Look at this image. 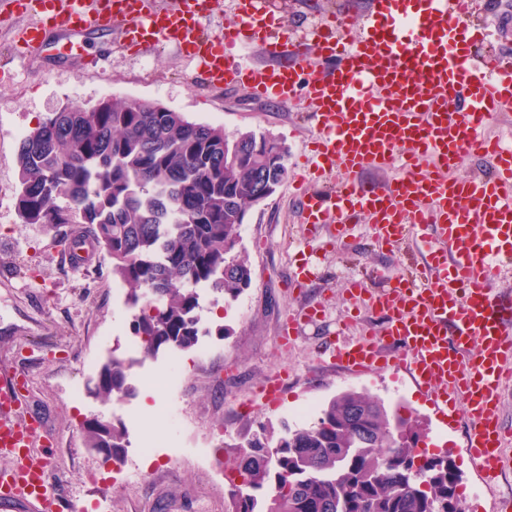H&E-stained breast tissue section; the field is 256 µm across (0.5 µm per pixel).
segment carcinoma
Segmentation results:
<instances>
[{
	"label": "carcinoma",
	"mask_w": 512,
	"mask_h": 512,
	"mask_svg": "<svg viewBox=\"0 0 512 512\" xmlns=\"http://www.w3.org/2000/svg\"><path fill=\"white\" fill-rule=\"evenodd\" d=\"M278 141L253 131L229 135L158 103L110 97L66 106L23 137L15 207L24 224H74L112 258V276L138 309L133 334L144 353L194 348L197 287L235 300L251 284L241 227L258 186L288 172ZM131 392L114 357L96 394ZM91 448L126 447L124 433L94 422ZM421 438L412 417L367 391L331 398L317 421L262 425L235 447L226 467L227 512H464L444 458L413 471Z\"/></svg>",
	"instance_id": "carcinoma-1"
}]
</instances>
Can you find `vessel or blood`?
<instances>
[{"instance_id": "vessel-or-blood-1", "label": "vessel or blood", "mask_w": 512, "mask_h": 512, "mask_svg": "<svg viewBox=\"0 0 512 512\" xmlns=\"http://www.w3.org/2000/svg\"><path fill=\"white\" fill-rule=\"evenodd\" d=\"M220 0H0V28H14L24 60L43 57L49 35L79 44L87 31L119 26L129 50L184 49L208 88L246 86L260 100L305 101L317 135L307 162L314 188H300L301 221L310 233L342 241L359 220L372 224L380 246L421 243L427 275H408L374 293L361 281L345 290L381 320L326 350L346 372L406 368L445 419L466 416L465 446L484 483L495 482L512 432L500 418L512 384V299L493 281L512 264V147L485 133L512 109V73L479 57L482 34L473 0H373L359 23L326 13L310 34L283 28L265 0H239L235 22L220 34L203 21ZM23 17L32 25L17 27ZM257 46L264 65H243L241 49ZM483 160L488 174L460 177L463 156ZM404 173L380 184L364 172ZM350 180L327 188L335 169ZM320 303L289 314L281 344L318 321ZM26 376L0 368V507L58 512L62 489L47 478L38 444L41 420L23 404Z\"/></svg>"}]
</instances>
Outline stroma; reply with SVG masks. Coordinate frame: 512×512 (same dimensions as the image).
<instances>
[{"mask_svg":"<svg viewBox=\"0 0 512 512\" xmlns=\"http://www.w3.org/2000/svg\"><path fill=\"white\" fill-rule=\"evenodd\" d=\"M369 0H295L286 14L289 25L310 29L324 12L368 9ZM474 23L489 30L492 47L512 49V0H476ZM113 35L93 31L82 44L90 55L107 57L98 71L77 68L71 46L57 38L46 58L27 66L13 49L10 33H0V366H16L29 379L31 407L43 414L52 439L50 473L62 480L68 512H225V443L248 438L259 425L292 423L294 410L306 402L324 405L347 389L368 390L387 405L404 406L419 421V442L427 456L447 458L458 474L461 492L481 488L477 512L512 491V467L492 486L482 487L461 446V433L439 426L431 404L403 371H378L353 377L319 361V347L349 314L344 289L352 277L368 274L369 288L405 276L423 255L409 246L382 249L370 224H355L338 244L303 234L293 181L303 175L304 150L314 124L304 105L282 108L255 99L246 88L206 90L197 79L195 61L176 47L145 53L121 52ZM112 96L148 100L182 113L187 119L223 127L226 133L252 131L279 139L288 150V179L260 206L250 210L241 244L252 269V285L236 300L211 288L201 290L202 328L211 348L206 358L184 352L193 368L178 398L194 412V426L174 430L141 391L131 401L143 432L168 443L146 459L140 475L124 486L112 480V465L90 448L85 418L96 416L119 426L126 417L94 393L95 368L122 353L132 334L133 311L116 299L118 282L112 260L98 251L97 262L69 266L60 236L49 225L19 223L15 208L16 156L22 138L49 114L70 104L86 107ZM310 262L318 277L310 288H290L293 267ZM321 302L326 319L307 326L291 346L278 341L289 311ZM288 371V393L273 409L259 388ZM82 401L70 398L73 385ZM224 432V444L206 445L209 428ZM97 482H89V472Z\"/></svg>","mask_w":512,"mask_h":512,"instance_id":"stroma-1","label":"stroma"}]
</instances>
